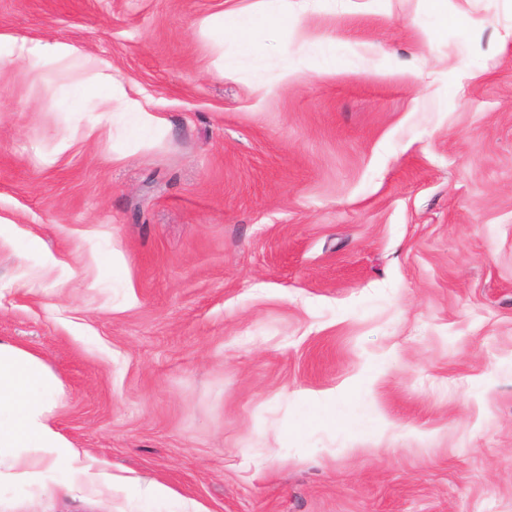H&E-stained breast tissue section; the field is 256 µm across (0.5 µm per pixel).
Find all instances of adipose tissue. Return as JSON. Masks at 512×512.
Listing matches in <instances>:
<instances>
[{"instance_id":"obj_1","label":"adipose tissue","mask_w":512,"mask_h":512,"mask_svg":"<svg viewBox=\"0 0 512 512\" xmlns=\"http://www.w3.org/2000/svg\"><path fill=\"white\" fill-rule=\"evenodd\" d=\"M18 55L35 58L40 68L78 72L84 64L83 56L63 43H22ZM57 391L55 377L39 357L0 341V462H7L11 477L34 481L49 466L88 475V465L51 420Z\"/></svg>"}]
</instances>
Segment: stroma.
Here are the masks:
<instances>
[{
	"label": "stroma",
	"mask_w": 512,
	"mask_h": 512,
	"mask_svg": "<svg viewBox=\"0 0 512 512\" xmlns=\"http://www.w3.org/2000/svg\"><path fill=\"white\" fill-rule=\"evenodd\" d=\"M234 10L241 39L204 31ZM0 0V340L169 487L0 512H512V0ZM101 123L103 130L88 135ZM18 56L33 57L36 67L49 69H65L79 72L83 69L84 58L69 45L55 43L53 45H39L27 47L25 42L18 45ZM106 70H110V66L107 64L94 76V79L98 84L108 87V91L100 94L97 99V108L101 114L103 116L112 114L113 116L116 113L136 112L141 128L149 129L154 124L153 116L148 112L141 111L137 103L127 100L122 96H114L112 93V71Z\"/></svg>",
	"instance_id": "stroma-1"
}]
</instances>
